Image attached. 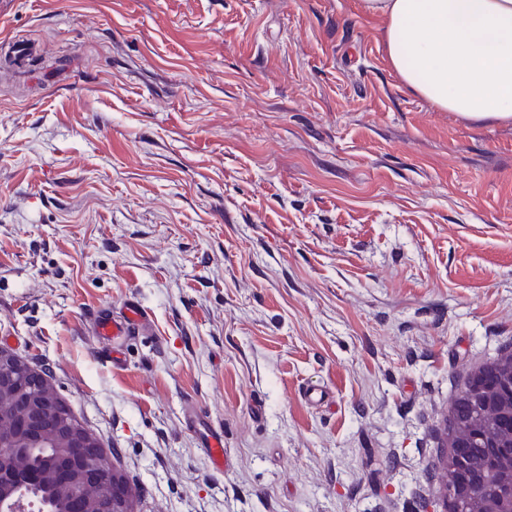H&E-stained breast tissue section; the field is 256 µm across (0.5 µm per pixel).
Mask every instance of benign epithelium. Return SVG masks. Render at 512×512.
<instances>
[{
	"label": "benign epithelium",
	"mask_w": 512,
	"mask_h": 512,
	"mask_svg": "<svg viewBox=\"0 0 512 512\" xmlns=\"http://www.w3.org/2000/svg\"><path fill=\"white\" fill-rule=\"evenodd\" d=\"M499 365L477 371L465 395L480 396L485 408L499 411L495 382ZM468 434H459L448 445V469L453 483L446 490L448 512H463L464 502L478 497L484 474L465 471L463 449ZM49 448L52 455L42 468L29 465V456ZM504 465L508 494L488 503L486 512H512V453ZM50 491L44 505L59 501L69 512H134L132 493L111 467L96 439L73 416L46 375L31 369L0 347V512H24L27 486Z\"/></svg>",
	"instance_id": "7a95c632"
}]
</instances>
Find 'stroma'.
<instances>
[{"mask_svg":"<svg viewBox=\"0 0 512 512\" xmlns=\"http://www.w3.org/2000/svg\"><path fill=\"white\" fill-rule=\"evenodd\" d=\"M2 31L42 52L0 69V347L136 512H443L450 405L512 345V124L413 93L359 0H0ZM130 299L114 364L91 317Z\"/></svg>","mask_w":512,"mask_h":512,"instance_id":"35a3bbf8","label":"stroma"}]
</instances>
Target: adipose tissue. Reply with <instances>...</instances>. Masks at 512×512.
<instances>
[{
  "label": "adipose tissue",
  "instance_id": "1",
  "mask_svg": "<svg viewBox=\"0 0 512 512\" xmlns=\"http://www.w3.org/2000/svg\"><path fill=\"white\" fill-rule=\"evenodd\" d=\"M389 61L436 110L512 124V0H361Z\"/></svg>",
  "mask_w": 512,
  "mask_h": 512
}]
</instances>
